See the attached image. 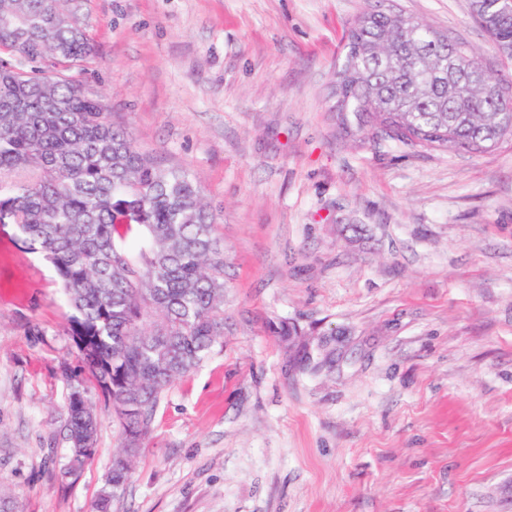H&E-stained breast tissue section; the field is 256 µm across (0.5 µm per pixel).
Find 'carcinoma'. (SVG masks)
Listing matches in <instances>:
<instances>
[{
    "mask_svg": "<svg viewBox=\"0 0 512 512\" xmlns=\"http://www.w3.org/2000/svg\"><path fill=\"white\" fill-rule=\"evenodd\" d=\"M88 0H0V224L54 266L66 332L112 407L123 446L94 512L126 489L162 393L224 343V251L217 214L184 170L141 152L71 71L96 55ZM471 0L497 57L512 59V12ZM336 115L430 149L512 145V78L464 42L390 7L358 16L336 66ZM85 381L67 402L70 467L97 429Z\"/></svg>",
    "mask_w": 512,
    "mask_h": 512,
    "instance_id": "1",
    "label": "carcinoma"
}]
</instances>
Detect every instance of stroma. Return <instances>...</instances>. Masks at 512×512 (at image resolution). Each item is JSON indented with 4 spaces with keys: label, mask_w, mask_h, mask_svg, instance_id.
<instances>
[{
    "label": "stroma",
    "mask_w": 512,
    "mask_h": 512,
    "mask_svg": "<svg viewBox=\"0 0 512 512\" xmlns=\"http://www.w3.org/2000/svg\"><path fill=\"white\" fill-rule=\"evenodd\" d=\"M377 0H91L75 80L222 219L224 345L162 394L111 512H512V147L340 126L348 25ZM393 7L494 58L470 0ZM53 267L0 225V493L91 512L121 429L69 470ZM296 324L284 339L281 322Z\"/></svg>",
    "instance_id": "obj_1"
}]
</instances>
